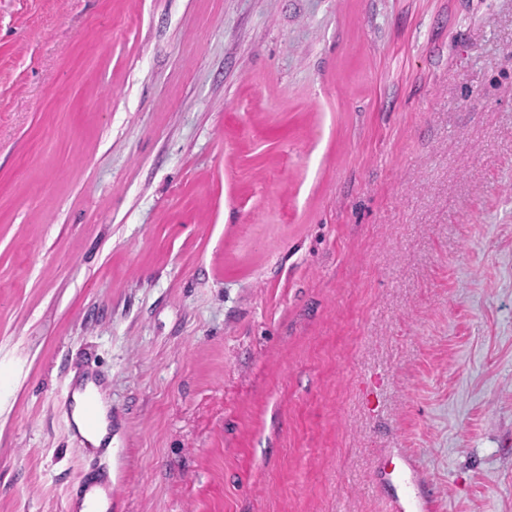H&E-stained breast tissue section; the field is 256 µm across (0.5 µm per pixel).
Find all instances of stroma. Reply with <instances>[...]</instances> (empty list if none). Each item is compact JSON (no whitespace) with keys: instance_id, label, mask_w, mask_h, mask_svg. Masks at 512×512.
<instances>
[{"instance_id":"35a3bbf8","label":"stroma","mask_w":512,"mask_h":512,"mask_svg":"<svg viewBox=\"0 0 512 512\" xmlns=\"http://www.w3.org/2000/svg\"><path fill=\"white\" fill-rule=\"evenodd\" d=\"M86 472L512 512V0H0V512ZM83 389V390H82ZM88 394H93L98 401L100 408V418L97 423V404L93 397H89L86 400L84 406V415L86 422L89 427L95 428L89 430L85 427L80 413L82 404L87 397ZM75 409H74V421L76 424L77 431L80 435L90 444L99 448V446L104 445L107 441V436L109 434V426L110 420L108 419L107 408L102 400V394L100 393L99 387H97L93 382H88L84 387H80L75 394Z\"/></svg>"}]
</instances>
